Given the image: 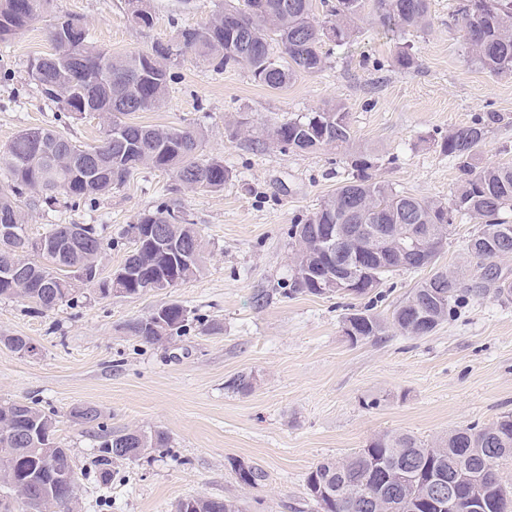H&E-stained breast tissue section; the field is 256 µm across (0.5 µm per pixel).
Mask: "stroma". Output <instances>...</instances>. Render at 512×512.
Masks as SVG:
<instances>
[{
	"label": "stroma",
	"mask_w": 512,
	"mask_h": 512,
	"mask_svg": "<svg viewBox=\"0 0 512 512\" xmlns=\"http://www.w3.org/2000/svg\"><path fill=\"white\" fill-rule=\"evenodd\" d=\"M218 0H150L153 23L128 20L127 0H52L42 18L0 42V146L31 126L54 124L57 108L29 80L27 65L50 52L47 27L80 20L93 43L115 54L147 51L195 27ZM457 0H431L429 26L402 35L422 66L404 72L394 43L371 22L355 23L353 41L329 42L322 71L282 90L257 83L243 68L214 70L193 54L175 66L164 106L133 122L202 128V153L223 158L232 176L217 193L177 188L167 173L144 170L95 208L30 212V236L51 224H103L118 245L104 273L119 268L132 245L121 230L173 200L199 224L202 272L174 288L136 298L88 293L75 306L38 312L0 299V339L23 336L38 352L23 356L0 342V400L36 401L56 415V438L85 471L79 512H172L181 499L207 495L243 500L247 512H316L305 479L317 462L341 459L377 435L411 433L431 441L512 414V299L487 289L431 335L397 330L358 343L344 331L361 298L291 293L288 229L310 216L351 169L332 149L284 152L266 127L343 102L354 145L375 156L372 174L396 190L448 201L458 171L441 140L484 113H503L489 129L486 162H512V74L493 76L461 50ZM475 221L454 224L437 265L463 270ZM428 270L388 275L374 311L393 308ZM176 301L190 310L184 336L147 345L126 325ZM253 375L246 395L228 389ZM381 403L365 408L367 397ZM88 404L116 432L162 431L167 450L117 462L112 482L92 472L98 440L69 415ZM260 465L262 487H241L231 460Z\"/></svg>",
	"instance_id": "35a3bbf8"
}]
</instances>
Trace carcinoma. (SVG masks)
<instances>
[{
	"instance_id": "cac0c4a2",
	"label": "carcinoma",
	"mask_w": 512,
	"mask_h": 512,
	"mask_svg": "<svg viewBox=\"0 0 512 512\" xmlns=\"http://www.w3.org/2000/svg\"><path fill=\"white\" fill-rule=\"evenodd\" d=\"M51 0H0V42L43 17ZM131 22L148 27L153 16L147 0H128ZM464 49L473 61L491 75L512 72V0H460ZM367 17L381 26L384 35L402 36L410 29L423 30L430 24V0H224L211 19L197 27L177 30L173 43L191 42V51L215 70L242 67L270 89L288 87L298 77L321 71L326 64L323 44L338 45L354 35L355 20ZM55 45L52 59L38 56L28 66L29 79L42 95L59 109L61 123L87 118L83 96L102 112L112 114L96 144L73 141L55 127H29L0 148V224H13V231L0 236V298L21 299L43 309L66 303L79 304L82 291L104 288L99 277L101 263L112 241L105 240L96 224H51L40 237L48 247L30 244L25 210L62 204L72 209L90 208L124 185L141 169L172 175L188 188L203 184L218 192L231 172L219 157H200L203 133L198 129H164L123 120L136 112L161 108L174 76L171 64L183 52L166 53L157 44L150 53L114 55L99 49L88 37L76 36L57 21L50 26ZM399 69L410 72L419 57L409 49L396 54ZM85 95H80L77 90ZM501 120L489 112L480 121L456 129L441 142V151L453 158L459 173L448 202L408 195L373 178L371 153H352V176L340 183L311 216L294 224L288 235L294 241L291 292L320 295L315 282L303 276L305 266L317 262V238L312 230L324 224H369L385 233L413 231L428 224L442 237L463 218L478 221L470 241L496 246L504 241L512 252V224L502 217L512 210V163H481L479 150L489 125ZM268 137L284 152L316 151L324 147L348 150L353 132L341 105H329L304 116L267 128ZM146 224H162L166 236L193 251V259L182 263L175 253L140 238ZM122 238L132 242L124 264L136 273L127 285L134 296L164 289L163 276L175 284L189 281L201 272L204 239L198 224L184 211L165 203L141 214L126 225ZM471 273L454 279L436 270L395 306L391 321L364 307L353 313L360 340L386 335L393 327L417 337L422 318L434 315L436 325L448 321L462 296H478L489 288L501 296L512 295V278L494 263L492 252L467 246ZM26 261L25 279H10L4 270ZM421 266L404 254L391 267L368 268L359 296L378 288L384 277L398 271H418ZM189 311L174 301L155 309L149 316L126 325L127 332L145 344H158L183 336ZM70 417L92 425L99 419L91 405L70 409ZM56 419L31 401H0V509L21 512L40 499L54 512H76L80 478L70 449L54 437ZM100 477L112 479L110 466L135 462L149 449L168 447L162 431L147 434L138 429L96 434ZM39 448H52L50 462L42 460ZM512 460V416H503L489 426L456 429L432 444L401 432L386 433L357 453L341 460L325 459L307 474L308 495L321 512H435L429 502L409 500L410 488L396 490L389 483L391 468L405 466L416 482L443 475L455 484L457 501L449 512H472L473 497L488 501L487 512H508L507 486L498 471L489 470V460ZM240 485L256 488L266 481L261 468L233 462ZM326 490L329 496L321 495ZM174 512H242L237 499L198 495L178 501Z\"/></svg>"
}]
</instances>
